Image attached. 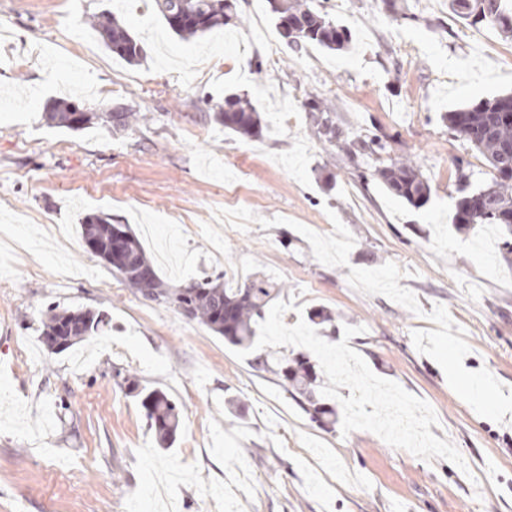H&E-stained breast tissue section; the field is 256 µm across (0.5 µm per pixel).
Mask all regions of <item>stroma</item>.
I'll return each mask as SVG.
<instances>
[{
  "label": "stroma",
  "mask_w": 512,
  "mask_h": 512,
  "mask_svg": "<svg viewBox=\"0 0 512 512\" xmlns=\"http://www.w3.org/2000/svg\"><path fill=\"white\" fill-rule=\"evenodd\" d=\"M239 24L184 41L152 0H0V512H512V251L503 232L452 222L454 159L478 188L492 174L444 113L512 93V37L455 16L450 0H328L352 34L339 51L245 42ZM117 11L147 54L132 66L94 29ZM72 19L56 26L54 18ZM248 94L259 138L225 132L207 101ZM66 96L92 112L144 113L133 130L50 127ZM328 104L346 133L391 135L431 186L420 208L361 186L346 151L301 108ZM287 126H280V117ZM106 213L185 285L241 272L295 300L286 324L323 309L361 327L349 347L427 401L467 463L421 460L377 435L324 428L272 373L175 308L145 299L80 236ZM103 311L101 336L53 353L49 308ZM475 378L496 398L460 397ZM182 409L160 447L126 380Z\"/></svg>",
  "instance_id": "1"
}]
</instances>
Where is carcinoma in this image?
<instances>
[{"mask_svg": "<svg viewBox=\"0 0 512 512\" xmlns=\"http://www.w3.org/2000/svg\"><path fill=\"white\" fill-rule=\"evenodd\" d=\"M158 12L171 31L183 40L205 35L207 32L234 25L241 18L237 0H155ZM453 12L473 25L491 20L500 30L512 33V12L502 0H451ZM276 28L288 46L301 50L316 45L336 51L351 41V33L335 23L328 14L309 0H269ZM104 46L129 64L139 63L146 51L141 41L131 35L123 20L110 11L94 24ZM309 113L314 135L331 145L346 150L350 158H365L364 165L373 169L379 180L395 197L414 207H421L430 198V184L421 166L413 159L391 157L394 139L390 135L357 136L348 141L336 125L330 107L312 99L303 103ZM209 117L232 134L254 138L262 132L260 112L245 96L230 93L224 103L209 105ZM512 95L496 96L477 104L445 114L448 128L463 137L495 172L493 183L479 187L459 198L452 217L454 224H495L512 232ZM50 126L69 131H83L100 119L115 133L133 129L139 120L136 112L123 107L103 115L90 112L66 98L53 99L46 105ZM81 237L95 256L112 268L130 287L144 297L159 303L173 304L182 313L205 325L224 343L237 349H250L257 339V327L265 317L269 302L281 291V286L255 276L244 286L228 288L220 278L205 277L187 286L172 285L160 278L154 262L140 239L124 224L112 223V216L89 214L80 224ZM122 235L121 256L109 257L112 238ZM109 320L101 312L92 310H49L43 324L42 341L57 353L75 344L102 335ZM274 359L281 385L295 398L315 422L333 414L315 397L317 382L315 365L302 354L292 360L270 352L257 356L249 363L253 367H267ZM129 392L140 400L146 424L155 432L163 448L174 443L181 424L182 411L177 403L159 390L144 391L135 384Z\"/></svg>", "mask_w": 512, "mask_h": 512, "instance_id": "cac0c4a2", "label": "carcinoma"}]
</instances>
